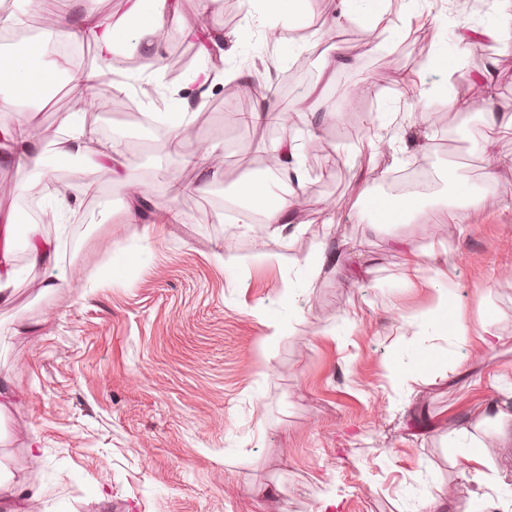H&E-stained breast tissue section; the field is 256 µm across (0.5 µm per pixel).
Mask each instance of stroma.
<instances>
[{
  "instance_id": "35a3bbf8",
  "label": "stroma",
  "mask_w": 512,
  "mask_h": 512,
  "mask_svg": "<svg viewBox=\"0 0 512 512\" xmlns=\"http://www.w3.org/2000/svg\"><path fill=\"white\" fill-rule=\"evenodd\" d=\"M480 3L463 15L452 0H391L402 27L390 34L335 26L338 0H311L300 28L285 29L277 45L264 38L255 0H178L165 23L194 50L196 66L173 82L121 68L101 84H122L146 112L194 101L196 137L183 144L112 111L103 95L81 107L68 95L19 103L0 90L5 120L38 125L47 146L67 113L98 137L111 127L150 202L129 217L106 167H60L50 152L40 171L0 160V240L15 243L18 272L0 302V380L19 393L0 414V462L32 491L29 512H425L433 498L444 512H481L477 486L462 473L466 450L450 446L448 432L484 412L490 377L512 380V128H486L477 103L448 110L435 91L462 94L489 73L496 107L512 113V41L455 49L460 18L477 28L512 20V0ZM439 52L452 55V77L420 70ZM301 56L308 77L300 93H275ZM203 70L210 81L202 94ZM245 77L250 93H235ZM263 102L284 122L243 125L242 113ZM423 104L431 119L412 121ZM331 108L337 119L308 125L309 113ZM373 135L381 143L370 151ZM285 137L295 138L307 173L292 221L337 240L345 271L303 267L315 247L305 231L276 237L216 203ZM487 139L504 190L485 194L477 215L435 223L450 178L482 188L478 146ZM215 144L221 176L201 195L189 160ZM422 160L436 182L416 223L369 229L359 195L387 186L373 170L393 175ZM46 178L67 182L73 195L65 210L54 195L40 199L43 231L63 245L55 265L32 267L19 247L20 186ZM90 181L98 193L82 194ZM108 239L129 260L117 277L103 273L112 264ZM407 240L450 250L454 298L472 328L492 315L504 346L459 369L461 348L437 340L427 318L436 283L402 280ZM51 277L59 287L45 288ZM270 322L285 334L266 357L259 341ZM430 353L435 382L389 385L388 364L412 370ZM35 436L37 463L28 452Z\"/></svg>"
}]
</instances>
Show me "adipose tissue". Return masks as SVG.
<instances>
[{
  "label": "adipose tissue",
  "instance_id": "obj_1",
  "mask_svg": "<svg viewBox=\"0 0 512 512\" xmlns=\"http://www.w3.org/2000/svg\"><path fill=\"white\" fill-rule=\"evenodd\" d=\"M169 8L168 0H130L128 10L120 19L100 17L92 12L72 14L62 12L56 16L50 31L44 35L28 39L18 49L0 53V87L10 89L15 98L27 99L51 87L59 76L66 72V60L47 64L45 56L47 43L55 39L65 42H94L98 63L85 70L69 83L71 95L80 99L92 98L100 78L112 69V55L117 41H125L141 53L143 70L153 75H161L162 67L159 48L164 38V16ZM387 0H340L336 15L337 24L359 22L366 30L376 29L385 24L387 31H396L395 22L386 21ZM482 103L481 119L487 127L512 126V113L495 109L490 85L485 81L469 82L465 94L446 93L444 104L455 111L467 110L473 103ZM66 132L53 143L55 156L62 160L82 157L96 164L110 165L116 172V185L122 189L130 201L143 198L144 192L139 183L121 177V169L131 167L132 161L126 156L120 141H93L87 137L84 127L74 115H67L63 121ZM284 159L280 178L288 185L287 192L277 199H270L268 184L262 180L247 182L242 192L248 206L241 210L238 221L250 223L253 210H261L273 235L290 237L297 233V226L290 220L293 199L297 190L304 187L306 173L292 140H282L276 145ZM481 153L487 161V172L482 191H475L466 182L453 180L452 202L448 209L440 212L438 221L442 224L454 222L458 212H475L480 208L483 192L498 190L500 186L497 161L493 155L491 142H483ZM14 159L18 168L43 169L44 151L40 135L35 127H27L19 133H0V158ZM410 258L405 267L404 280L412 282L424 271L433 272L435 278L452 281L454 267L449 251L423 250L409 247ZM432 322L444 326L448 336L466 349L462 362L483 357L505 339L492 330L490 322H482L476 335H469L460 304L452 297L450 289H440L431 313ZM487 412L477 422H471L452 429L448 434L450 442L474 440L476 450L465 458V469L479 486H491L493 475L487 471L489 460L498 448L512 444V427L503 422L505 406L512 404V382L490 378L488 385Z\"/></svg>",
  "mask_w": 512,
  "mask_h": 512
}]
</instances>
